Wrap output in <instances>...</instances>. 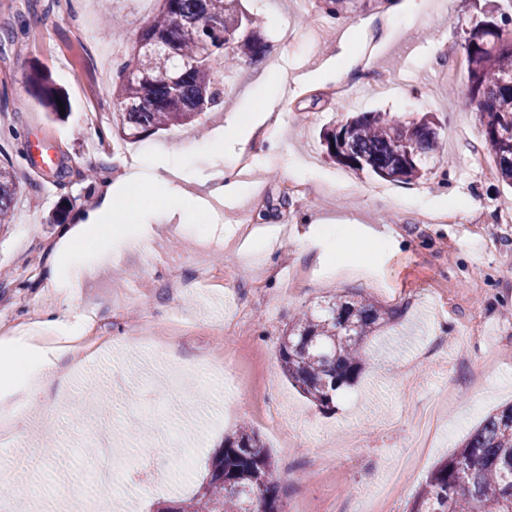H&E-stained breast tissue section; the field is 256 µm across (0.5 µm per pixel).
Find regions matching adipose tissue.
Listing matches in <instances>:
<instances>
[{
	"label": "adipose tissue",
	"instance_id": "adipose-tissue-1",
	"mask_svg": "<svg viewBox=\"0 0 512 512\" xmlns=\"http://www.w3.org/2000/svg\"><path fill=\"white\" fill-rule=\"evenodd\" d=\"M257 95L264 118L252 124L248 136L263 140L268 136L265 119L271 116L283 95L281 72L264 70ZM195 151V146L190 145L172 155L163 176L155 172L152 158H144L138 169L124 174L118 183L131 188H151L150 199L158 207L194 214L197 209L195 198L184 193H170L169 179L184 175ZM356 230L353 224H322L313 243L331 256L337 271L363 276L371 272L368 262H349L343 258V241ZM139 232L129 206L114 192H106L99 206L79 213L74 227L62 231L65 248L55 254L51 263V279L55 287L62 291L73 288L74 283L66 275L65 268L82 261L85 254H93L102 267L117 262L121 257L122 239L135 237ZM72 340L68 311L63 307L34 327L0 338V417L6 419L15 415V397L43 399L44 378L51 373Z\"/></svg>",
	"mask_w": 512,
	"mask_h": 512
}]
</instances>
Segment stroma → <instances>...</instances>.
<instances>
[{"label": "stroma", "instance_id": "35a3bbf8", "mask_svg": "<svg viewBox=\"0 0 512 512\" xmlns=\"http://www.w3.org/2000/svg\"><path fill=\"white\" fill-rule=\"evenodd\" d=\"M263 22L266 62L288 79L271 125L272 141L194 156L177 190L200 200L194 221L156 211L146 231L125 243L121 259L95 277L73 271L75 288L54 287L50 264L63 226L96 204L107 180L128 169L125 155L97 154L119 145L111 81L119 54L100 29L103 17L136 35L155 0H0V160L12 162L23 190L14 221L0 228V327L23 328L59 305L70 309L92 347L82 363L62 357L47 379L50 405L25 402L15 435L0 436V501L20 504L37 494L43 512H68L81 493L86 512L109 502L112 512H150L153 499L187 498L206 473L225 433L249 423L269 450L285 489L286 512H355L359 492L381 495L390 471L402 468L416 443L414 415L438 404L444 429L421 465L404 470L396 494L409 504L434 464L488 413L512 403V190L469 169L482 150V126L459 111L448 78L466 30L486 12L512 15V0H446L411 14L409 0L388 9L325 19L319 31L305 17L315 0H245ZM390 22L374 53L377 69L397 93L386 95L346 81L347 98L331 93L324 71L351 52L376 19ZM293 38L282 45V29ZM48 75L69 102L54 116L38 101L33 72ZM224 98L203 115L204 132L175 127L135 141L140 156L169 154L222 136L230 119L248 125L260 111L252 92L258 73L243 61L219 67ZM389 112L404 121L436 115L445 156L423 178L388 182L328 160L319 144L325 125L348 112ZM271 156L252 172L251 192L225 203L216 216L203 200L215 167L242 154ZM100 156L104 180H81L86 161ZM304 168L308 191L285 200L283 184ZM475 198L478 209L455 224L430 215ZM357 223L383 233L389 251L360 236L346 243L373 263L367 278L337 279L332 261L305 235L315 223ZM270 232L271 263L248 261L251 239ZM182 283L165 285L170 267ZM224 280L211 282L212 269ZM262 289L263 305L245 327L235 326L240 298ZM336 294L360 295L400 311L395 325L370 338L358 382L326 414L284 376L280 338L294 313ZM479 335H471L470 323ZM223 348L229 363L213 359ZM483 375L484 388L471 379ZM192 456L184 469V456ZM158 483L138 495L140 473Z\"/></svg>", "mask_w": 512, "mask_h": 512}]
</instances>
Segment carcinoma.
Listing matches in <instances>:
<instances>
[{"label": "carcinoma", "instance_id": "obj_1", "mask_svg": "<svg viewBox=\"0 0 512 512\" xmlns=\"http://www.w3.org/2000/svg\"><path fill=\"white\" fill-rule=\"evenodd\" d=\"M233 2L240 0H157L128 61L113 75L112 95L123 109L121 140L199 122L223 94L213 79L217 62L266 55L259 19ZM320 2L325 15L337 18L392 0ZM461 48L468 79L461 106L479 115L495 175L512 186V28L481 20L466 31ZM29 82L44 106L60 113L62 92L39 72ZM442 141L424 118L403 122L382 112H363L323 135L337 164L398 183L421 178L427 158L440 160ZM20 189L13 165L0 164V227L11 223ZM396 317L392 308L347 295L298 313L279 344L285 377L321 409L335 408L338 393L361 376L366 341ZM273 469L259 436L243 424L224 436L190 498L159 501L154 512H284L285 490ZM408 512H512V405L485 417L434 466Z\"/></svg>", "mask_w": 512, "mask_h": 512}]
</instances>
